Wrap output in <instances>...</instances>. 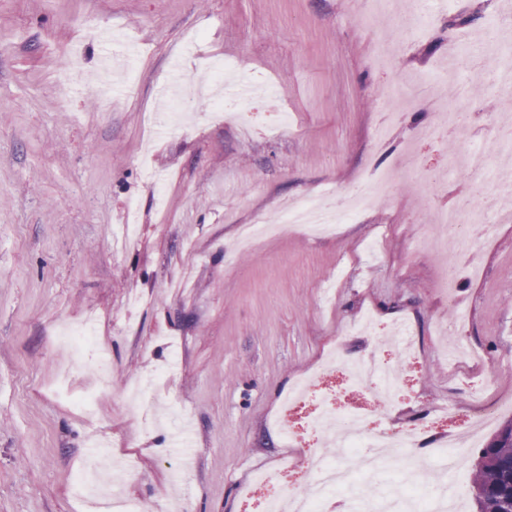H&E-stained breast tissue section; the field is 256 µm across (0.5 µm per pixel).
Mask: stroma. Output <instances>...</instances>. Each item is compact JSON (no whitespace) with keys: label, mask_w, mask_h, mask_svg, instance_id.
<instances>
[{"label":"stroma","mask_w":512,"mask_h":512,"mask_svg":"<svg viewBox=\"0 0 512 512\" xmlns=\"http://www.w3.org/2000/svg\"><path fill=\"white\" fill-rule=\"evenodd\" d=\"M432 27L409 36L396 66L376 61L398 36L375 0H0V512H84L73 477L90 467L92 436L132 461L128 495L144 512H249L240 490L258 469L315 444L307 399L284 439L274 418L306 376L366 413L371 428L425 424L470 404L488 380L492 422L512 419V223L478 234L485 272L457 290L465 338L437 283L445 262L424 243L434 219L427 182L399 172L412 157L469 188L455 160L482 149L492 179H511L496 150L493 85L457 67L458 37L501 31L512 0H446ZM479 9L468 25L457 16ZM251 78L245 107L213 80ZM433 88L461 83L473 132L436 137L435 110L409 100L384 141L375 128L400 72ZM396 170L378 200L332 237L306 232L240 247L238 228L281 220L285 200L331 193ZM135 218V239L120 226ZM378 241L382 261L366 260ZM376 332H353L364 315ZM94 318L111 354L107 380L76 356L66 325ZM418 346L388 420L370 390L325 370L375 350L404 356L388 326ZM477 358L449 362L458 344ZM181 360L151 398L188 422L143 433L128 387ZM94 390V418L73 405Z\"/></svg>","instance_id":"1"}]
</instances>
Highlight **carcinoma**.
Returning a JSON list of instances; mask_svg holds the SVG:
<instances>
[{"label":"carcinoma","instance_id":"obj_1","mask_svg":"<svg viewBox=\"0 0 512 512\" xmlns=\"http://www.w3.org/2000/svg\"><path fill=\"white\" fill-rule=\"evenodd\" d=\"M472 494L477 512H512V419L482 448Z\"/></svg>","mask_w":512,"mask_h":512}]
</instances>
